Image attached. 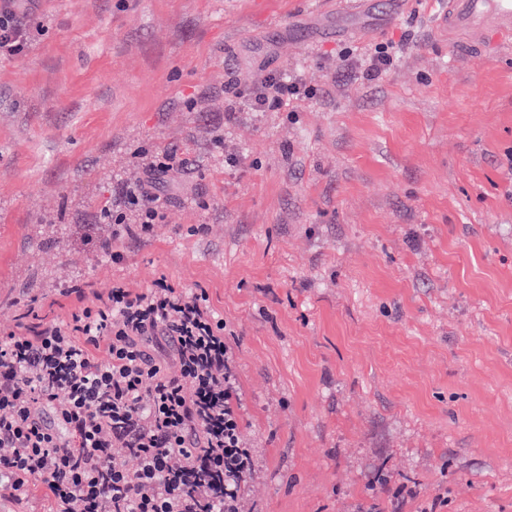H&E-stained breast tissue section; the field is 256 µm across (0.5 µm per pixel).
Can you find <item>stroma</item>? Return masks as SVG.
I'll return each instance as SVG.
<instances>
[{
  "mask_svg": "<svg viewBox=\"0 0 512 512\" xmlns=\"http://www.w3.org/2000/svg\"><path fill=\"white\" fill-rule=\"evenodd\" d=\"M429 0H38L0 58V325L68 288L206 289L258 479L251 512H512V44ZM400 58L367 82L346 49ZM273 71L295 116L229 100ZM234 106L232 119L224 110ZM177 150L167 219L83 226Z\"/></svg>",
  "mask_w": 512,
  "mask_h": 512,
  "instance_id": "stroma-1",
  "label": "stroma"
}]
</instances>
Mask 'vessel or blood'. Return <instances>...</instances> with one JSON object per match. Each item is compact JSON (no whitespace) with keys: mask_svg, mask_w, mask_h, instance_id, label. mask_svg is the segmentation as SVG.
<instances>
[{"mask_svg":"<svg viewBox=\"0 0 512 512\" xmlns=\"http://www.w3.org/2000/svg\"><path fill=\"white\" fill-rule=\"evenodd\" d=\"M439 23L477 47L491 35L512 38V0H448Z\"/></svg>","mask_w":512,"mask_h":512,"instance_id":"b4317fda","label":"vessel or blood"}]
</instances>
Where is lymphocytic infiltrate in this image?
Here are the masks:
<instances>
[{
    "label": "lymphocytic infiltrate",
    "mask_w": 512,
    "mask_h": 512,
    "mask_svg": "<svg viewBox=\"0 0 512 512\" xmlns=\"http://www.w3.org/2000/svg\"><path fill=\"white\" fill-rule=\"evenodd\" d=\"M33 2L0 0L1 58L29 48ZM395 55L393 43H371L341 66L373 81ZM228 91L256 112L318 95L275 73ZM186 167L173 151L143 163L96 223L111 225L116 240L150 233L166 219L157 183ZM73 290L89 299L67 317L31 311L24 336L0 327V496L20 504L40 484L49 512H248L243 489L256 464L234 353L206 290L164 275L145 289Z\"/></svg>",
    "instance_id": "f902f5d3"
}]
</instances>
